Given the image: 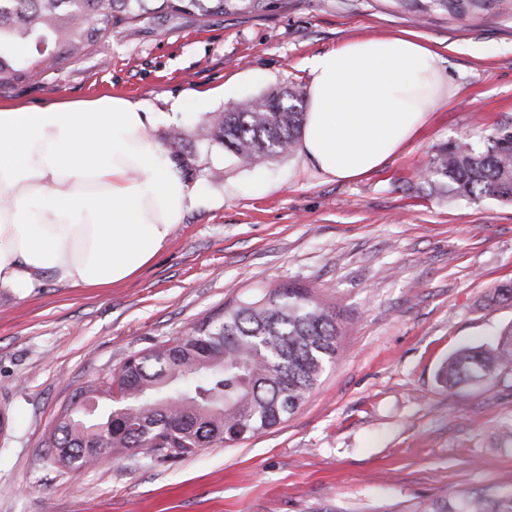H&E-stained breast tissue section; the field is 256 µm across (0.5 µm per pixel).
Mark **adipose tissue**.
Instances as JSON below:
<instances>
[{
    "instance_id": "1",
    "label": "adipose tissue",
    "mask_w": 512,
    "mask_h": 512,
    "mask_svg": "<svg viewBox=\"0 0 512 512\" xmlns=\"http://www.w3.org/2000/svg\"><path fill=\"white\" fill-rule=\"evenodd\" d=\"M298 153L350 181L410 141L448 79L414 36L364 38L313 56ZM161 113L104 95L0 107V289L45 271L85 288L121 283L168 243L195 193L152 135Z\"/></svg>"
}]
</instances>
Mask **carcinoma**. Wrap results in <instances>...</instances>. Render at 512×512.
<instances>
[{"instance_id":"1","label":"carcinoma","mask_w":512,"mask_h":512,"mask_svg":"<svg viewBox=\"0 0 512 512\" xmlns=\"http://www.w3.org/2000/svg\"><path fill=\"white\" fill-rule=\"evenodd\" d=\"M420 18L512 16V0H391ZM265 0H0V87L37 71H58L87 54L117 26L134 33L157 17L258 12ZM305 93L293 82L250 102L229 105L194 139L176 132L170 149L186 163L215 142L244 163L291 153L305 119ZM432 193L474 203H512V122L482 147L465 138L440 144L418 174ZM341 336L336 312L310 288L288 286L224 306L216 317L141 353L110 378L79 389L60 415L52 452L63 467L87 466L99 448H151L169 457L226 444L272 429L292 416L334 363ZM512 368V324L493 348L458 349L439 370L452 388L495 378ZM120 396L93 416L99 395ZM432 512H512V496L460 491L455 504Z\"/></svg>"}]
</instances>
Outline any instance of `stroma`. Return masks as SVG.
<instances>
[{"label":"stroma","instance_id":"obj_1","mask_svg":"<svg viewBox=\"0 0 512 512\" xmlns=\"http://www.w3.org/2000/svg\"><path fill=\"white\" fill-rule=\"evenodd\" d=\"M405 32L430 44L453 91L394 160L343 182L295 152L246 165L214 144L185 172L199 201L138 275L94 289L48 272L27 296L0 291V512H432L460 490L512 496V370L453 389L436 378L454 351L512 323V304L491 300L512 283V205L416 184L439 144L482 142L512 121V17L268 0L149 19L0 88V105L121 95L164 113L161 142L225 104L308 87L316 54ZM195 91L212 92L210 111L192 107ZM288 285L315 289L344 334L287 421L180 458L138 448L82 470L53 463L50 434L81 387L225 303Z\"/></svg>","mask_w":512,"mask_h":512}]
</instances>
